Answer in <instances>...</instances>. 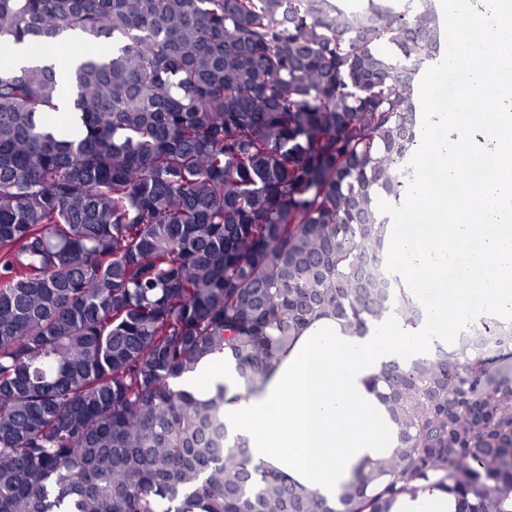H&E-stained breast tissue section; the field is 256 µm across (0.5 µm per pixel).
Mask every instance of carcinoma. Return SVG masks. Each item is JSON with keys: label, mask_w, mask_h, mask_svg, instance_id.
<instances>
[{"label": "carcinoma", "mask_w": 512, "mask_h": 512, "mask_svg": "<svg viewBox=\"0 0 512 512\" xmlns=\"http://www.w3.org/2000/svg\"><path fill=\"white\" fill-rule=\"evenodd\" d=\"M418 2L0 0V51L111 43L66 99L0 65V512H512V320L383 364L395 446L334 505L251 465L225 387L177 388L222 356L249 392L321 318L414 324L365 265L422 126L400 71L440 45ZM455 500L439 489L426 490L417 498L405 497L394 508V512H454Z\"/></svg>", "instance_id": "obj_1"}]
</instances>
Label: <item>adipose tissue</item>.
I'll use <instances>...</instances> for the list:
<instances>
[{"mask_svg": "<svg viewBox=\"0 0 512 512\" xmlns=\"http://www.w3.org/2000/svg\"><path fill=\"white\" fill-rule=\"evenodd\" d=\"M487 15L443 0L448 67L468 76L465 96L421 129L418 189L388 225L392 268L423 307L410 326L395 316L355 336L315 321L251 392L227 361L209 358L179 381L198 397L226 386L224 415L248 440L253 464L273 467L328 500L366 462L386 455L396 432L373 387L382 365L425 354L473 312L512 316V0ZM460 138L449 143V126ZM466 162L475 178H462Z\"/></svg>", "mask_w": 512, "mask_h": 512, "instance_id": "1", "label": "adipose tissue"}]
</instances>
